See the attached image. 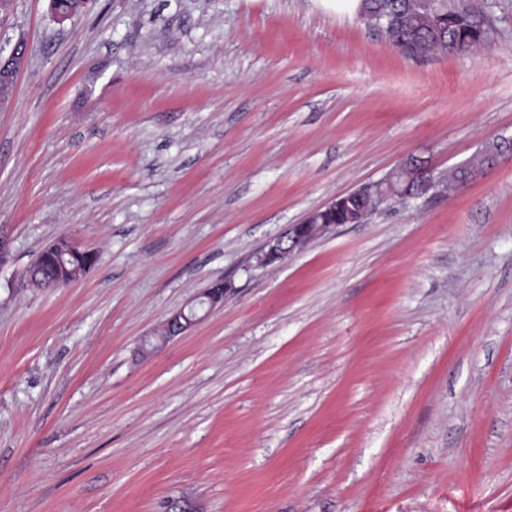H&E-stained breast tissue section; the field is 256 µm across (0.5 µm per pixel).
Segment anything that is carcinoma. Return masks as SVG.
<instances>
[{"mask_svg":"<svg viewBox=\"0 0 512 512\" xmlns=\"http://www.w3.org/2000/svg\"><path fill=\"white\" fill-rule=\"evenodd\" d=\"M359 15L373 19L386 41L408 56L458 55L491 40L489 24L472 0H361ZM511 153L512 144L502 141L452 174V180L463 186L483 172L490 157ZM54 265V256L43 251L31 271L46 279Z\"/></svg>","mask_w":512,"mask_h":512,"instance_id":"obj_1","label":"carcinoma"}]
</instances>
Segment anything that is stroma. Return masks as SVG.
<instances>
[{
	"label": "stroma",
	"mask_w": 512,
	"mask_h": 512,
	"mask_svg": "<svg viewBox=\"0 0 512 512\" xmlns=\"http://www.w3.org/2000/svg\"><path fill=\"white\" fill-rule=\"evenodd\" d=\"M409 57L318 0L0 12V512H512V0ZM426 159L434 185L258 257ZM96 252L24 288L60 237ZM224 301L146 357L215 281ZM26 43L20 39L6 57L0 52V89L9 90L17 74L26 66ZM511 145L509 142H500L496 143V145L488 150L486 153L482 154L479 158L475 159L473 162L468 163L467 167L463 170H458L456 173H452V180L455 182L456 186L459 187L465 184H468L471 180H473L477 175L483 172V170L487 167V161L489 157L501 155H509L511 154Z\"/></svg>",
	"instance_id": "stroma-1"
}]
</instances>
